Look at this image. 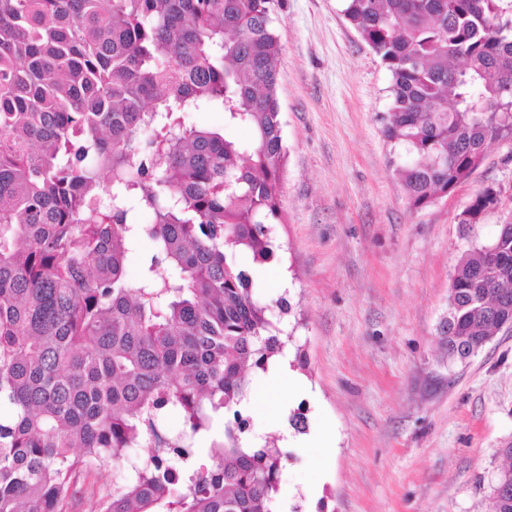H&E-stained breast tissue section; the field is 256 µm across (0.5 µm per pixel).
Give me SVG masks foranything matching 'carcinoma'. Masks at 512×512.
<instances>
[{"label": "carcinoma", "instance_id": "1", "mask_svg": "<svg viewBox=\"0 0 512 512\" xmlns=\"http://www.w3.org/2000/svg\"><path fill=\"white\" fill-rule=\"evenodd\" d=\"M275 2L0 0V512H67L142 447L96 512H273L288 454L250 441L241 405L248 369L286 342L229 256L271 262L283 218ZM344 2L391 74L383 133L409 208L425 207L512 138V0ZM205 108L251 129L250 147L177 118ZM504 193L484 187L457 223ZM503 294L501 224L456 267L448 361L504 329Z\"/></svg>", "mask_w": 512, "mask_h": 512}]
</instances>
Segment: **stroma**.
Returning <instances> with one entry per match:
<instances>
[{"instance_id":"35a3bbf8","label":"stroma","mask_w":512,"mask_h":512,"mask_svg":"<svg viewBox=\"0 0 512 512\" xmlns=\"http://www.w3.org/2000/svg\"><path fill=\"white\" fill-rule=\"evenodd\" d=\"M276 17L284 221L270 227L272 263L236 261L252 267L253 296L306 389L281 386L249 435H267L266 415L302 410L279 478L288 512H490L512 442V329L454 364L438 329L456 265L512 218V139L410 209L382 133L391 76L343 0H279ZM489 183L505 187L501 205L462 234L457 215Z\"/></svg>"}]
</instances>
